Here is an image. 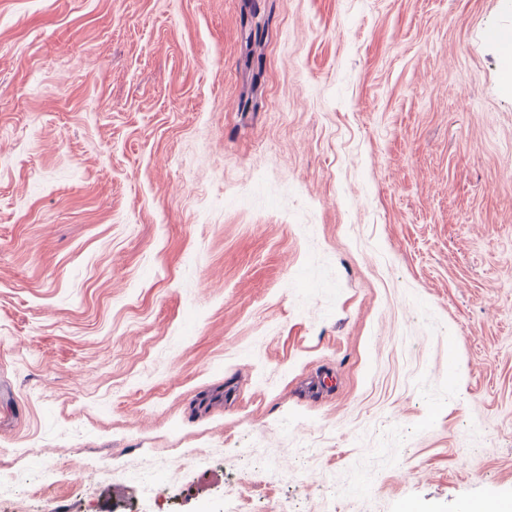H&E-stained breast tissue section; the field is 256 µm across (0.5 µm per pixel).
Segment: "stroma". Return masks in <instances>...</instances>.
I'll use <instances>...</instances> for the list:
<instances>
[{
    "label": "stroma",
    "instance_id": "stroma-1",
    "mask_svg": "<svg viewBox=\"0 0 512 512\" xmlns=\"http://www.w3.org/2000/svg\"><path fill=\"white\" fill-rule=\"evenodd\" d=\"M491 28L512 0H0V512L512 497Z\"/></svg>",
    "mask_w": 512,
    "mask_h": 512
}]
</instances>
